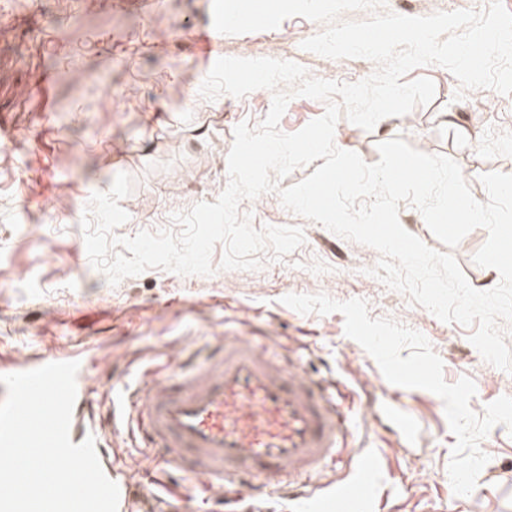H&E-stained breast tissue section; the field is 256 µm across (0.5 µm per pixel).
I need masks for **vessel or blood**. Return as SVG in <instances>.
I'll use <instances>...</instances> for the list:
<instances>
[{"label": "vessel or blood", "instance_id": "1", "mask_svg": "<svg viewBox=\"0 0 512 512\" xmlns=\"http://www.w3.org/2000/svg\"><path fill=\"white\" fill-rule=\"evenodd\" d=\"M153 373L148 389L127 397L129 436L156 451L171 468L205 478L207 487L233 493L241 486L274 491L312 477L329 460L347 457L349 472L336 487L294 493L297 512H371L384 465L367 446L348 447V419L335 393L313 379L299 359H279L248 336L218 338L201 364L170 363ZM367 407L383 421L399 449L422 437L419 418L389 390L371 389ZM91 405L77 395L72 443L91 434ZM149 483L121 486L118 512L155 498Z\"/></svg>", "mask_w": 512, "mask_h": 512}]
</instances>
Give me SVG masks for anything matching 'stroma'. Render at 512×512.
I'll return each mask as SVG.
<instances>
[{"label": "stroma", "instance_id": "1", "mask_svg": "<svg viewBox=\"0 0 512 512\" xmlns=\"http://www.w3.org/2000/svg\"><path fill=\"white\" fill-rule=\"evenodd\" d=\"M0 0L12 22L0 30V375L16 361L52 351L87 360L95 426L116 474L157 484V512L175 506L196 512L203 482L148 465L146 449L112 425L116 386L140 385L142 369L185 356L207 340L237 328L256 332L279 353L302 357L316 377L339 383L351 408L356 441L379 449L387 478L373 512H439L453 500L448 476L456 441L442 400L423 389H403V400L424 420L410 453L395 451L391 435L365 406V391L383 383L374 359L344 332V317L302 314L283 304L291 293H324L345 301L362 298L371 317H390L423 333L444 363V378L467 376L477 388L470 406L483 413L497 398L512 396L503 370L485 362L471 344L470 328L444 323L394 290L373 287L355 263H378L379 253L286 210L281 202L245 201L254 227L306 229L304 244L283 261L252 271L219 269L210 276H182L161 269L110 285L87 256L80 226L93 192L109 190L127 173L133 189L121 205L128 221L120 236L159 230V212L173 214L201 201L215 202L228 182L227 167H214L216 144L232 146L242 122L259 125L272 93L242 98L227 94L198 107L208 54L234 56L253 47L304 41L323 29L302 17L273 30L228 35L214 45L200 41L212 17V0ZM435 84L431 103L401 117H386L372 131L339 119L334 142L368 163L378 143L399 137L414 148L454 159L474 197L486 201L480 175L512 173V95H496L491 107L473 94L455 100L459 88L447 69L421 66L407 80ZM399 221L429 247L451 251L478 290L500 280L473 262L486 229L472 230L452 249L428 229L421 213L400 204ZM490 457L462 512H512V433L494 427L481 441Z\"/></svg>", "mask_w": 512, "mask_h": 512}]
</instances>
